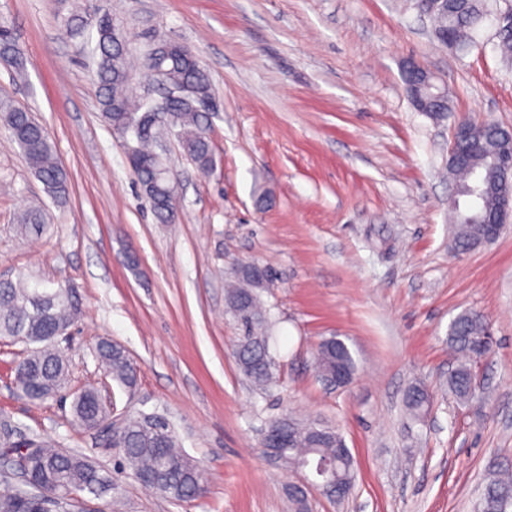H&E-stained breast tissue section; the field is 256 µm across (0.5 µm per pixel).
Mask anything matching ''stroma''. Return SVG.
<instances>
[{
    "label": "stroma",
    "mask_w": 512,
    "mask_h": 512,
    "mask_svg": "<svg viewBox=\"0 0 512 512\" xmlns=\"http://www.w3.org/2000/svg\"><path fill=\"white\" fill-rule=\"evenodd\" d=\"M72 0H0V25L25 58L0 64V92L43 125L70 177L54 202L0 127V279L70 283L80 314L57 345L69 390L98 388L116 412L164 415L198 461L204 492L176 503L113 470L103 434L57 398L20 396L24 343H0V416L48 435L111 473L113 486L72 512H292L294 472L271 464L266 422L289 416L334 427L356 464L352 494L308 495L309 512H474L489 474L512 470V217L492 243L454 252L448 147L459 119L512 129V61L484 22L476 47L442 45L416 0H108L135 33L199 57L217 107L205 128L216 168L200 174L178 141L179 221L156 219L121 136L101 118L100 88L62 20ZM448 87L449 112H419L406 63ZM43 204L42 235L18 216ZM275 268L261 292L274 334V381L255 388L233 350L225 304L236 268ZM491 322L494 351L466 405L448 391V327L462 311ZM343 340L357 362L334 388L314 352ZM122 345L140 367L135 390L104 374L95 351ZM427 387L420 420L404 397Z\"/></svg>",
    "instance_id": "stroma-1"
}]
</instances>
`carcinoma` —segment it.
I'll return each instance as SVG.
<instances>
[{"label":"carcinoma","instance_id":"obj_1","mask_svg":"<svg viewBox=\"0 0 512 512\" xmlns=\"http://www.w3.org/2000/svg\"><path fill=\"white\" fill-rule=\"evenodd\" d=\"M487 13L478 0H457L446 6L440 4L430 14L436 36L448 34L456 49H465L474 43L475 32ZM96 29V75L101 86L100 106L104 121L119 134L129 133L138 141V155L132 163L142 187L150 186L153 199L150 206L163 224H173L177 211L170 199L173 169L154 156V137L157 129L146 122L149 99L145 93L131 91L133 74L131 57L142 58L145 68L160 72L167 84L184 85L190 93L174 103L177 110L176 137L185 154L203 171L216 166L214 151L208 140L199 137L202 114L194 108L201 98L213 97L212 85L198 57L186 46L164 38L140 44L134 52L125 48L129 40L138 41L128 24L117 20L112 11L79 9L64 22L65 31L72 37H81L88 25ZM16 44L10 29L0 26V45L5 60L14 71L24 70L19 56L4 57V52ZM0 126L24 155L29 169L44 184L54 200L62 203L68 192V175L58 162L42 125L30 112L16 106L6 95H0ZM480 147L474 151L464 144L461 151L468 155L463 165L453 168V178L463 181L473 167L484 165L497 154L500 135L494 131H475ZM498 184L488 179L484 191V205L479 211L454 215L452 227L454 247L466 252L481 241L489 240L486 221L496 216L495 203ZM46 214L41 207L24 211L18 218V230L24 236L37 235L44 228ZM248 265L237 269V284L227 289L225 301L240 331L234 355L243 376L253 385L263 387L270 383L272 373L271 324L265 314L259 291L264 284L247 273ZM79 316L78 304L72 289L67 286L44 288L33 276L13 282L0 280V341H20L29 346L26 356L14 368L16 389L31 401H42L55 396L68 384V365L54 342ZM486 319L477 311H464L450 323L448 345L457 356L456 364L448 373V391L460 402L474 399L476 385L473 358L486 347ZM96 358L104 372L127 389L137 384L138 369L119 345L101 344ZM315 364L323 380L332 372L351 380L356 363L349 348L335 344L332 338L321 341L315 351ZM405 405L409 413L422 418L428 412L430 395L426 387L416 383L408 389ZM73 421L94 429L110 418V412L93 387H84L74 393L71 403ZM294 445L279 449L277 464L302 468L316 462L326 468V483L319 491L326 497L341 501L330 482L345 478L355 485L356 471L350 449L342 435L335 431L326 438L313 433L314 426L295 422ZM112 448L119 449L117 470L130 471L145 488L173 502H187L203 492L202 471L196 460L177 450V440L170 424L157 429L143 425V419L129 416L123 429L114 439ZM27 448V478L7 483L0 489V512H42L45 499L84 494L110 486L108 478L86 456L63 449L61 442L50 436L27 434L3 435L2 448ZM481 512H508L512 508V476H495L485 485L480 501Z\"/></svg>","mask_w":512,"mask_h":512}]
</instances>
